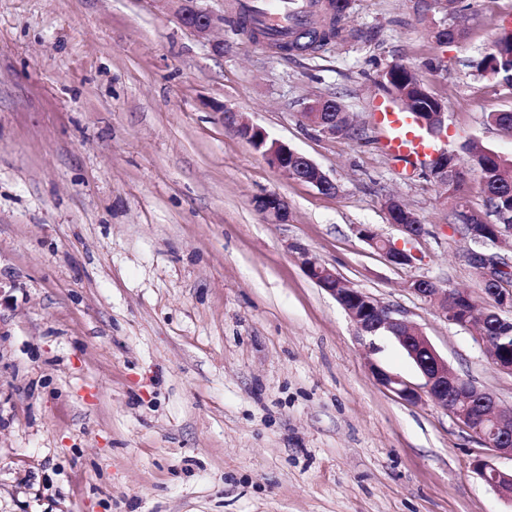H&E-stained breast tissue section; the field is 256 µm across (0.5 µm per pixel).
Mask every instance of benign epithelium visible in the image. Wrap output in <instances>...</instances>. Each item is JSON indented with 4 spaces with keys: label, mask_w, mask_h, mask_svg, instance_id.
Here are the masks:
<instances>
[{
    "label": "benign epithelium",
    "mask_w": 512,
    "mask_h": 512,
    "mask_svg": "<svg viewBox=\"0 0 512 512\" xmlns=\"http://www.w3.org/2000/svg\"><path fill=\"white\" fill-rule=\"evenodd\" d=\"M178 3V18L183 26L194 32L200 38L210 36L216 27V18L206 8L200 5V0H176ZM225 123L233 126L238 135L249 141L262 156L279 170L288 171V161L300 162L302 175L296 180L313 185L325 194L336 193L334 183L326 173L311 159L291 148L287 143L270 137L260 126L247 122H236L235 113L224 112ZM453 155L446 150L435 153L426 172L429 177L439 182L448 179V174L455 172ZM257 210L269 224H285L288 222V205L275 194H264L255 199ZM358 235L370 246L380 251L386 260L395 266L411 263V259L401 253L390 252L381 248L384 239L367 225L357 227ZM301 264L307 275L329 294L335 297L346 311L350 320L356 326L361 339L373 338L381 332H388L399 341L418 368L422 383L418 386L402 377L385 371L377 365H372V371L377 381L387 390L405 402H414L421 397H428L435 405L448 411L459 422L471 429L482 443L497 454L512 457V425L501 423L489 435L471 427L475 422L490 418L487 409L499 413L502 405L492 394L478 388L471 380L451 372L448 361L443 359L432 346L426 336L419 331L414 335L405 336L403 328L409 326L399 309L380 302L367 293L356 288H338L336 281L340 277L321 263V260L310 252L297 249ZM465 260L471 265L481 268L487 283L497 278L501 266L494 264L491 255L479 251H469ZM410 290L425 301L436 306L439 315L449 323H456L454 318L458 308L448 299V290L438 288L430 280L417 279L410 284ZM492 311L489 315L504 324L512 325V295L489 296ZM476 474L501 497L512 500V471H505L496 466L492 460L479 457L473 462Z\"/></svg>",
    "instance_id": "obj_1"
}]
</instances>
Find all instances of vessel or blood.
<instances>
[{
	"label": "vessel or blood",
	"instance_id": "1",
	"mask_svg": "<svg viewBox=\"0 0 512 512\" xmlns=\"http://www.w3.org/2000/svg\"><path fill=\"white\" fill-rule=\"evenodd\" d=\"M320 5V0H232L233 18L243 23V36L262 29L264 45L275 49L308 29ZM371 110L383 145L392 156L421 161L437 152L439 141L430 138L414 115L391 100H375Z\"/></svg>",
	"mask_w": 512,
	"mask_h": 512
}]
</instances>
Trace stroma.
Masks as SVG:
<instances>
[{
	"instance_id": "stroma-1",
	"label": "stroma",
	"mask_w": 512,
	"mask_h": 512,
	"mask_svg": "<svg viewBox=\"0 0 512 512\" xmlns=\"http://www.w3.org/2000/svg\"><path fill=\"white\" fill-rule=\"evenodd\" d=\"M465 41L437 43L434 26ZM344 37L274 53L180 23L174 0H0V512H512L471 468L491 454L373 366L422 378L389 334L373 344L312 281L297 248L401 309L449 366L512 407V373L408 289L482 290L455 208L402 171L369 110L391 65L441 100L466 141L512 157L487 122L512 87L472 58L512 32V0H351ZM224 43L213 52L211 40ZM336 99L360 137L302 103ZM317 163L325 195L271 166L225 110ZM275 193L287 223L255 197ZM395 196L424 226L406 237ZM413 256L394 266L356 227ZM257 210L269 224H284L288 221V205L275 194H264L254 201Z\"/></svg>"
}]
</instances>
